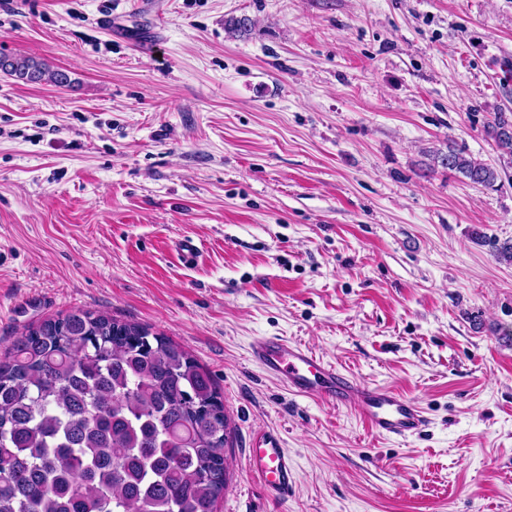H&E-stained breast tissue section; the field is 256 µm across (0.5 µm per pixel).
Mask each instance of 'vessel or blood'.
<instances>
[{"mask_svg":"<svg viewBox=\"0 0 512 512\" xmlns=\"http://www.w3.org/2000/svg\"><path fill=\"white\" fill-rule=\"evenodd\" d=\"M251 359L292 393L356 408L377 436L404 439L427 424L414 400L353 379L300 343L261 336L251 344ZM249 464L270 500L288 498L293 490L295 462L286 449L271 439H263L251 449Z\"/></svg>","mask_w":512,"mask_h":512,"instance_id":"obj_1","label":"vessel or blood"}]
</instances>
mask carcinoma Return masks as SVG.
<instances>
[{
    "label": "carcinoma",
    "instance_id": "cac0c4a2",
    "mask_svg": "<svg viewBox=\"0 0 512 512\" xmlns=\"http://www.w3.org/2000/svg\"><path fill=\"white\" fill-rule=\"evenodd\" d=\"M0 71L69 82L20 55ZM487 135L512 156V117ZM495 187L496 169L453 146L430 168ZM229 418L210 375L161 333L77 310L0 357V512H216L227 486Z\"/></svg>",
    "mask_w": 512,
    "mask_h": 512
}]
</instances>
